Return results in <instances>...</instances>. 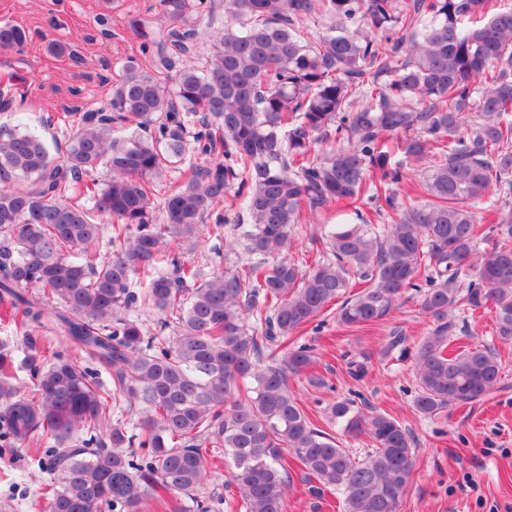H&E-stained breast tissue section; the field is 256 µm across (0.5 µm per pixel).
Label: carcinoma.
Segmentation results:
<instances>
[{"label":"carcinoma","instance_id":"cac0c4a2","mask_svg":"<svg viewBox=\"0 0 512 512\" xmlns=\"http://www.w3.org/2000/svg\"><path fill=\"white\" fill-rule=\"evenodd\" d=\"M170 20L153 51L123 65L107 108L66 112L63 157L0 123V321L29 332L51 323L108 371V388L51 340L28 351L0 342V449L47 445L55 475L40 512H221L200 498L208 469L230 463L244 512H285L289 468L336 491L343 512H399L414 438L386 414L338 402L330 418L364 432L361 460L309 419L290 376L312 348L288 337L341 298V323L385 315L413 288L434 326L404 350L416 368V411L435 417L488 395L502 362L489 347L449 349L456 312L492 306L495 336L512 343V9L494 0H224L213 51L193 61L191 16L215 0H161ZM329 19L315 39L308 22ZM28 31L0 24V50ZM130 130L114 136V128ZM334 131L336 143L313 145ZM224 160L210 162L215 154ZM425 164L422 179L407 161ZM111 177L98 187L94 173ZM163 224L150 220L157 180ZM81 184L112 219V251L92 246L101 224L62 190ZM410 184L421 205L399 203ZM234 195L246 249L265 256L243 275L177 261L214 207ZM371 211H362L364 200ZM345 202L359 223L326 235L328 257L303 270L280 259L306 213ZM494 206L486 226L475 211ZM386 220L376 233L371 224ZM492 239L488 251L478 241ZM155 275L145 288L135 276ZM355 275L366 287L345 297ZM35 288L38 293L31 294ZM162 315L150 336L130 315ZM253 324L247 323V318ZM26 370L25 390L18 372ZM141 406L136 432L112 421ZM224 449L212 455L209 447Z\"/></svg>","mask_w":512,"mask_h":512}]
</instances>
